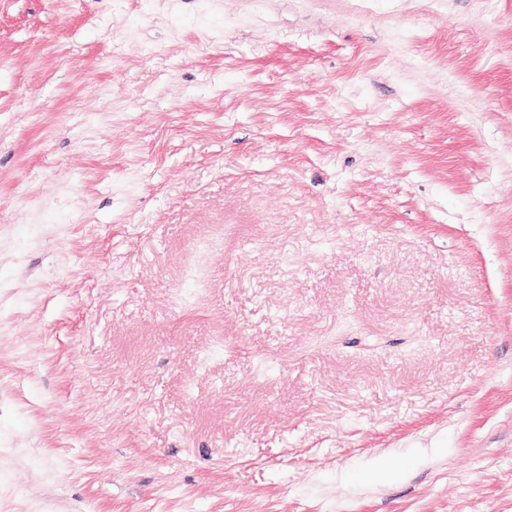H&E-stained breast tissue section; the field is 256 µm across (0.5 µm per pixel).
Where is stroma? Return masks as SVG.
Returning <instances> with one entry per match:
<instances>
[{"label": "stroma", "instance_id": "1", "mask_svg": "<svg viewBox=\"0 0 512 512\" xmlns=\"http://www.w3.org/2000/svg\"><path fill=\"white\" fill-rule=\"evenodd\" d=\"M0 282V512H512V0H0Z\"/></svg>", "mask_w": 512, "mask_h": 512}]
</instances>
